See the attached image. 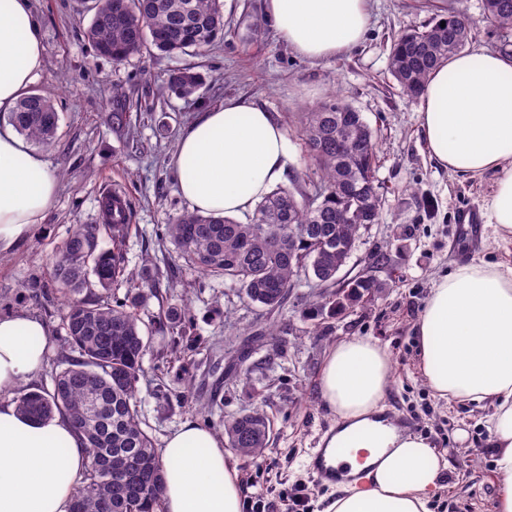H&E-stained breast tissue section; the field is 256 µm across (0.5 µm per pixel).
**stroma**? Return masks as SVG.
<instances>
[{
    "instance_id": "35a3bbf8",
    "label": "stroma",
    "mask_w": 512,
    "mask_h": 512,
    "mask_svg": "<svg viewBox=\"0 0 512 512\" xmlns=\"http://www.w3.org/2000/svg\"><path fill=\"white\" fill-rule=\"evenodd\" d=\"M484 0H372V22L364 42L334 60L311 63L278 41L265 21L262 0H223L224 37L202 56L189 57L202 75L190 97L168 88L176 61L157 50L115 63L97 57L84 37L92 14L84 0H33L41 26L44 64L34 90L49 95L58 112L54 143L44 153L59 191L32 236L0 255V314L22 310L51 331L48 361L29 390L49 391L57 362L67 353L62 320L66 299L51 283L53 262L76 224L101 221V201L112 185L126 189L131 228L122 252L128 270H149L159 280L157 294L139 310L149 338L138 387L142 426L155 444L185 420L223 433L226 418L263 405L273 441L257 461L232 455L243 499L270 503L285 512L294 493L320 512L333 488L318 484L307 468L323 434L334 423L322 401L319 379L331 347L358 338L378 340L393 363L386 397L390 413L412 433L443 452L450 468L431 512H491L499 479L495 473L486 409L433 394L419 368L415 326L435 281L472 258L511 261L512 245L481 230L476 243L464 239L455 217L459 209L481 208L493 178L453 176L427 152L416 98L402 92L390 73L394 40L422 30L448 7L480 21ZM359 112L379 142L376 185L381 217L360 238L343 274L379 283L373 300L344 315L304 320L285 309L267 316L230 282L204 277L177 263L175 246L163 238L166 223L188 205L178 192L170 164L181 130L201 112L228 98H247L271 112L288 133V178L306 164L299 136L301 117L331 93ZM126 114L123 125L114 112ZM388 246L391 261L376 265L372 255ZM187 308L192 321L183 341L159 319ZM273 318L279 326L276 349L250 350L241 372L224 378V334L241 335Z\"/></svg>"
}]
</instances>
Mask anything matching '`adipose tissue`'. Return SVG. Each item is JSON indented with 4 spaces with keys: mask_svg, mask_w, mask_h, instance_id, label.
I'll list each match as a JSON object with an SVG mask.
<instances>
[{
    "mask_svg": "<svg viewBox=\"0 0 512 512\" xmlns=\"http://www.w3.org/2000/svg\"><path fill=\"white\" fill-rule=\"evenodd\" d=\"M370 13V0H263L276 38L309 61L356 48ZM43 61L31 0H0V112L30 92ZM418 118L439 166L472 178L494 174L485 224L496 241L512 244V54L450 55L429 74ZM171 165L191 210L236 217L285 178L288 139L270 112L230 98L183 130ZM57 191L44 153L0 123V254L32 235ZM49 334L27 312L0 315V512H71L84 468L82 439L67 418L33 421L13 399L46 364ZM416 334L422 374L439 398L490 405L501 482L493 512H512V262L456 265L431 288ZM392 374L378 341L351 338L331 348L319 385L335 423L320 445L343 449L352 470L323 512H430L448 461L388 415ZM161 456L164 512H242L239 473L222 436L188 420L165 438Z\"/></svg>",
    "mask_w": 512,
    "mask_h": 512,
    "instance_id": "1",
    "label": "adipose tissue"
}]
</instances>
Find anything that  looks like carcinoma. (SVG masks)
Segmentation results:
<instances>
[{"mask_svg":"<svg viewBox=\"0 0 512 512\" xmlns=\"http://www.w3.org/2000/svg\"><path fill=\"white\" fill-rule=\"evenodd\" d=\"M84 37L96 54L119 63L152 47L169 57L207 50L224 38L220 0H92ZM484 22L512 34V0H484ZM475 23L450 10L423 31L400 35L391 48V73L402 90L417 97L427 75L448 55L463 50ZM202 84L200 73L177 69L169 76L172 93L183 96ZM19 133L51 145L58 115L46 96L33 92L11 112ZM300 136L305 170L294 188L277 187L255 207L250 222L185 211L165 225L183 266L208 277H222L246 297L271 310L281 308L296 288L303 264L333 285L336 265L362 224L378 223L373 209L378 194L376 138L360 112L340 95L304 114ZM111 214L102 224L76 227L64 241L52 267L53 284L69 295L63 329L78 357L64 356L53 390L32 391L18 399L19 410L34 419L68 417L82 435L88 463L77 487L72 512H158L164 493L163 463L142 429L136 400L144 373L148 339L136 308L156 292V279L126 270L121 249L131 210L120 191H112ZM108 236L112 248L100 246ZM127 285L124 296L104 297ZM381 285L359 277L334 295L305 308V317L344 313ZM226 374L232 376L247 357L246 345L228 349ZM272 435L270 420L256 407L224 421L228 447L238 455L262 457Z\"/></svg>","mask_w":512,"mask_h":512,"instance_id":"1","label":"carcinoma"}]
</instances>
